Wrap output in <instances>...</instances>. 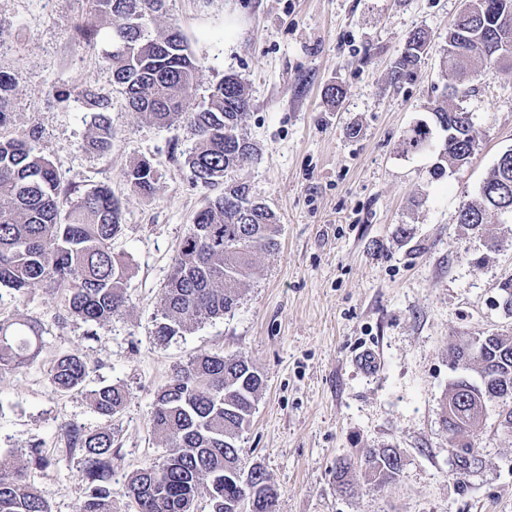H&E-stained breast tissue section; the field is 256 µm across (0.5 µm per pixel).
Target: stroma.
<instances>
[{
  "mask_svg": "<svg viewBox=\"0 0 512 512\" xmlns=\"http://www.w3.org/2000/svg\"><path fill=\"white\" fill-rule=\"evenodd\" d=\"M465 0H169L157 21L176 26L199 61L190 110L225 75L246 84L243 131L258 154L241 170L253 196L277 214L280 249L257 254L259 275L237 308L166 342L154 335L162 289L177 243L206 193L184 166L195 143L183 123L160 126L134 112L100 55L74 41L90 0H0V71L15 81L13 136L30 129L61 185L108 186L123 231L112 243L129 267L127 304L99 332L68 315L49 284L25 300L0 288V317L43 328L37 361L0 373V455L41 446L51 464L35 482L52 512H75L85 491L80 458L68 454L65 426L111 427L112 490L159 457L150 411L173 369L213 351L239 352L265 388L241 436L242 466L261 465L278 491L277 512H512V437L489 409L477 438L481 470L458 487L450 475L441 404L451 380L449 347L479 333L512 335L497 307L512 276V223L485 234L459 224L461 203L477 199L499 155L512 148V71L477 60L464 80L440 62L448 27ZM431 43L411 81L389 84L408 36ZM344 91L339 107L324 95ZM478 138L464 165L429 175L437 149L406 154L404 131L430 120L452 87ZM112 101V148L87 147L94 114L79 91ZM146 159L158 171L152 196L127 186L125 170ZM76 354L92 367L83 389L58 392L49 369ZM128 391L112 420L94 412L87 391ZM396 448L400 478L383 489L357 482L341 493L340 458Z\"/></svg>",
  "mask_w": 512,
  "mask_h": 512,
  "instance_id": "stroma-1",
  "label": "stroma"
}]
</instances>
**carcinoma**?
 I'll return each mask as SVG.
<instances>
[{
  "mask_svg": "<svg viewBox=\"0 0 512 512\" xmlns=\"http://www.w3.org/2000/svg\"><path fill=\"white\" fill-rule=\"evenodd\" d=\"M167 0H92V11L79 27L87 48L101 50L129 106L158 125L185 121L194 131L195 145L186 158L192 182L206 191L218 186L224 191L206 196L195 214L191 231L176 246L172 271L161 299L160 318L154 336L167 341L198 324L233 312L244 287L258 274L259 251L272 253L279 247L281 225L276 213L255 200L250 185L229 174L242 169L257 152L242 133L250 108L245 84L227 75L209 95L207 107L185 110L192 97L198 61L176 27L155 30V20ZM497 8L481 17H457L448 27L444 71L465 76L476 59L511 69L497 59L493 32L498 10L512 0H488ZM114 23L104 32L98 19ZM484 29L485 41L476 45L469 37L474 25ZM430 38L424 31L412 33L404 54L395 61L390 82L409 81ZM14 88L10 74L0 71V128L11 123L8 97ZM84 104L96 112V130L89 146L98 151L112 147V128L107 119L112 103L91 90L81 93ZM433 122L447 132L430 172L442 178L446 168L461 166L476 143L469 112L441 101L431 108ZM35 131L0 137V286L25 298L29 288L49 282L65 291L68 314L105 328L122 313L127 303V265L112 251V241L122 230V211L107 187L94 188L75 201L62 197L60 178L36 145ZM432 146V129L418 122L404 134L400 147L418 153ZM130 189L150 196L157 172L141 160L125 172ZM479 199L464 202L460 209L473 216L464 225L480 230L497 224V211L512 208V156L506 167L495 165L480 185ZM40 324L21 316L0 319V372L31 364L41 348ZM465 336L452 347L454 363L472 372L476 379L458 378L448 384L441 418L448 432V447H476L475 433L486 413L482 409L502 406L501 431L512 435V336L491 333L480 337L479 348L470 349ZM90 374L89 364L75 354L57 357L49 370L59 392L81 388ZM265 387L262 374L242 354L205 353L174 368L170 380L155 394L151 410L154 438L162 445V460L146 462L127 478L121 496L134 512H193L194 502L204 497L209 512H236L243 497L236 480L241 470L242 431L255 412ZM128 399L117 384L89 392V401L101 417L119 413ZM65 444L81 456L85 495L76 512H117L112 492V429L89 431L78 424L65 428ZM43 449L34 446L21 456L0 457V512H52L45 492L31 474L49 466ZM480 458L459 457L451 475L460 485L478 471ZM404 467L396 448H373L355 461L342 458L336 464V483L352 492V471L376 488L391 485ZM253 479L248 512H276L278 494L266 471L250 469Z\"/></svg>",
  "mask_w": 512,
  "mask_h": 512,
  "instance_id": "1",
  "label": "carcinoma"
}]
</instances>
